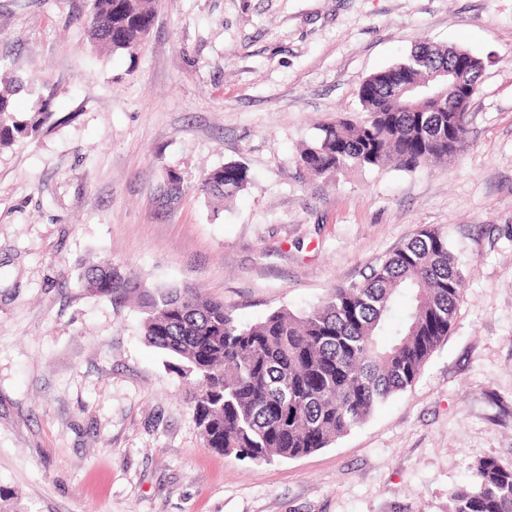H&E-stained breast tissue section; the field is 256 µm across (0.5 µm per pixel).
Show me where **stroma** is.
Returning a JSON list of instances; mask_svg holds the SVG:
<instances>
[{"mask_svg": "<svg viewBox=\"0 0 512 512\" xmlns=\"http://www.w3.org/2000/svg\"><path fill=\"white\" fill-rule=\"evenodd\" d=\"M88 10L0 0L17 115L56 118L0 148V512H449L480 458L512 466V0H155L132 55L90 46ZM421 40L488 61L467 146L413 173L299 171L316 125L362 121L360 84ZM231 161L251 183L216 211L194 187ZM425 225L464 263L453 327L412 388L297 459L205 447L137 300L78 280L109 260L254 323Z\"/></svg>", "mask_w": 512, "mask_h": 512, "instance_id": "obj_1", "label": "stroma"}]
</instances>
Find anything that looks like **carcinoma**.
<instances>
[{"label": "carcinoma", "mask_w": 512, "mask_h": 512, "mask_svg": "<svg viewBox=\"0 0 512 512\" xmlns=\"http://www.w3.org/2000/svg\"><path fill=\"white\" fill-rule=\"evenodd\" d=\"M155 18L154 0H90V44L133 55ZM456 61L457 84L476 95L484 59L422 41L362 82L358 98L366 119L319 125L295 155L296 167L322 177L389 164L414 172L447 162L464 148L467 122L437 101L407 107L389 78L403 69L411 83L423 84ZM15 92L0 89L1 147L37 136L53 117L43 110L17 119ZM249 183L248 168L229 162L207 172L195 191L221 205ZM80 278L111 302L137 294L146 340L173 359L172 372L193 381L192 416L205 446L257 463L326 448L412 387L448 336L465 286L448 236L431 225L372 265L363 280L330 289L311 310L278 309L246 326L224 302L195 288L149 289L118 265L86 263ZM474 471L472 483L450 491V512H512V467L486 457Z\"/></svg>", "instance_id": "cac0c4a2"}]
</instances>
